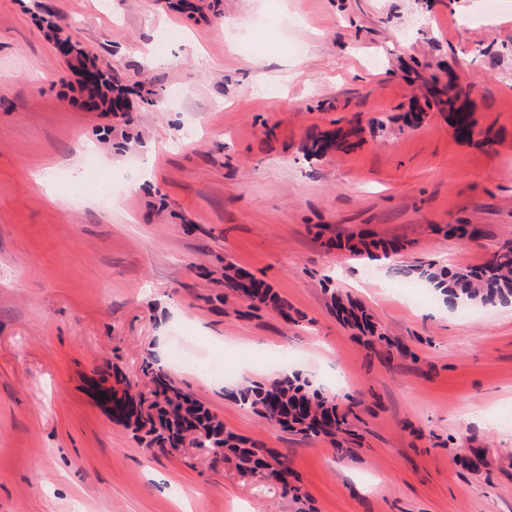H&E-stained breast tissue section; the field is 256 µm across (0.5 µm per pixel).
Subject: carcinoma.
Wrapping results in <instances>:
<instances>
[{"instance_id": "cac0c4a2", "label": "carcinoma", "mask_w": 512, "mask_h": 512, "mask_svg": "<svg viewBox=\"0 0 512 512\" xmlns=\"http://www.w3.org/2000/svg\"><path fill=\"white\" fill-rule=\"evenodd\" d=\"M45 36L66 45L68 66L82 72L97 67L95 58L86 54L69 38H61L62 30L51 21H43ZM166 89L153 84H142L134 89L121 79L99 71V79L82 95V106L99 112H129L134 105L154 106L165 96ZM466 91L459 88L448 97V110L453 112L458 127L474 124L473 113L455 108L461 99H467ZM336 146V138L329 132H319L308 137L307 150L312 155H321ZM354 257L378 261L400 250L396 243H378L361 233L356 242L336 244ZM407 275L430 284L436 290L452 298L450 304L488 305L512 302V240L504 241L494 256L478 268H458L454 271L439 267L433 261L419 260L404 270ZM227 263L224 279L220 284L224 295L235 296L248 303L251 309L271 307L288 318L286 305L270 285L250 278ZM332 306L343 321L356 328L365 338V343L376 345L389 342L378 333L374 323L364 311L331 294ZM141 372L151 385L149 397L136 390V383L123 377H115L117 387L109 389L112 399V416L147 448H177L187 442L198 449L199 455L209 456L227 453L236 461L244 475H255L268 471L277 475L284 494L296 502H302L300 487L288 482L292 472L282 457L263 451L255 443L225 429L224 423L211 414L201 403L176 385L164 365L151 355L141 362ZM226 392L244 405L249 406L266 424L280 427L305 436H323L337 445L338 452L347 455L351 449L343 446L340 437L350 432V419L356 417L360 400L354 399L341 408L320 390L312 387L308 380L298 381L289 376H279L265 382H254L228 388Z\"/></svg>"}]
</instances>
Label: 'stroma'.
<instances>
[{"label":"stroma","instance_id":"obj_1","mask_svg":"<svg viewBox=\"0 0 512 512\" xmlns=\"http://www.w3.org/2000/svg\"><path fill=\"white\" fill-rule=\"evenodd\" d=\"M42 18L179 99L82 109ZM452 85L470 90L471 134L448 120ZM351 129L352 147L307 156L309 135ZM89 168L112 194L56 178ZM365 229L400 251H336ZM507 239L512 0H224L198 22L157 0H0V512H298L274 480L146 449L113 420L96 368L136 380L150 353L227 430L282 454L315 512H512V303L431 289L410 304L399 273L481 266ZM228 261L302 321L217 302ZM334 293L385 343L363 344ZM283 361L360 399L353 454L226 395Z\"/></svg>","mask_w":512,"mask_h":512}]
</instances>
